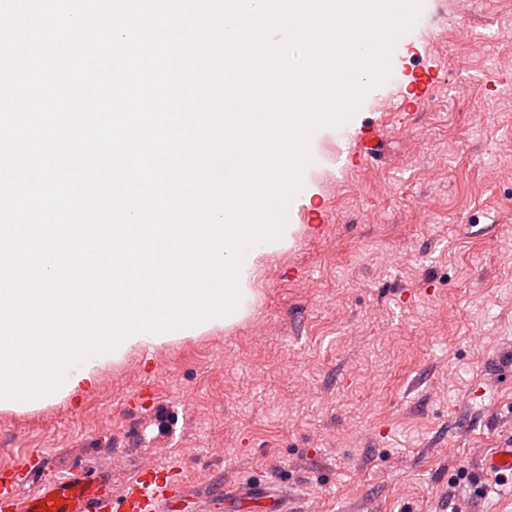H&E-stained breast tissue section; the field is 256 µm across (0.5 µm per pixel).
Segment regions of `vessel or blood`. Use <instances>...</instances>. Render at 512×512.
Returning a JSON list of instances; mask_svg holds the SVG:
<instances>
[{"instance_id": "vessel-or-blood-1", "label": "vessel or blood", "mask_w": 512, "mask_h": 512, "mask_svg": "<svg viewBox=\"0 0 512 512\" xmlns=\"http://www.w3.org/2000/svg\"><path fill=\"white\" fill-rule=\"evenodd\" d=\"M482 465L512 474V440L491 449ZM184 490L175 472L146 465L116 494L107 473L76 465L62 476L31 471L19 480L0 479V512H164Z\"/></svg>"}]
</instances>
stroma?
I'll return each mask as SVG.
<instances>
[{"instance_id": "1", "label": "stroma", "mask_w": 512, "mask_h": 512, "mask_svg": "<svg viewBox=\"0 0 512 512\" xmlns=\"http://www.w3.org/2000/svg\"><path fill=\"white\" fill-rule=\"evenodd\" d=\"M357 136L372 158L338 169ZM310 152L246 316L0 407V467L117 456V493L177 465L195 491L171 512H229L219 482L287 486L293 512H512L480 463L512 439V0H423L389 80Z\"/></svg>"}]
</instances>
